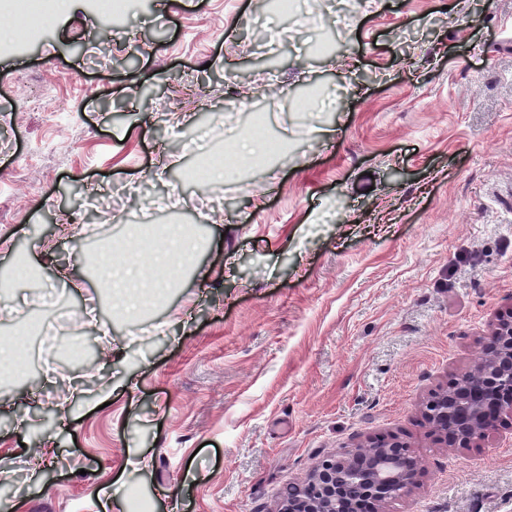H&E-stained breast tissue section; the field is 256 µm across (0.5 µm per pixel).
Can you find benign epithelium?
<instances>
[{
	"label": "benign epithelium",
	"instance_id": "1",
	"mask_svg": "<svg viewBox=\"0 0 512 512\" xmlns=\"http://www.w3.org/2000/svg\"><path fill=\"white\" fill-rule=\"evenodd\" d=\"M424 414L448 448H469L500 417L512 416V314L495 317L477 365L433 393ZM423 471L398 439L361 441L322 458L278 512H381L387 501L411 494Z\"/></svg>",
	"mask_w": 512,
	"mask_h": 512
}]
</instances>
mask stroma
<instances>
[{
  "mask_svg": "<svg viewBox=\"0 0 512 512\" xmlns=\"http://www.w3.org/2000/svg\"><path fill=\"white\" fill-rule=\"evenodd\" d=\"M99 31L64 0L29 53H0V270L22 251L58 289L0 297L53 313L23 371L0 374V512L133 494L150 512H275L373 436L424 466L386 512H512V418L446 448L421 411L512 309V0H298L287 22L261 0H152ZM330 31L339 58L312 56ZM186 79L197 97L174 94ZM312 84L325 103L297 108ZM258 117L283 143L270 163L185 179L194 151ZM165 218L203 240L193 264L95 334L109 240ZM79 332L111 363L68 366Z\"/></svg>",
  "mask_w": 512,
  "mask_h": 512,
  "instance_id": "1",
  "label": "stroma"
}]
</instances>
